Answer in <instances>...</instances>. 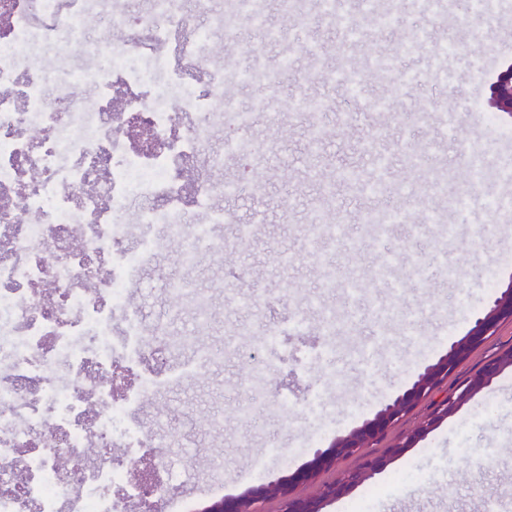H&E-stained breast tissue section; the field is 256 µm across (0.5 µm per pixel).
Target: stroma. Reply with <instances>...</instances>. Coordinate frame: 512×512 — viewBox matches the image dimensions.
<instances>
[{"instance_id": "35a3bbf8", "label": "stroma", "mask_w": 512, "mask_h": 512, "mask_svg": "<svg viewBox=\"0 0 512 512\" xmlns=\"http://www.w3.org/2000/svg\"><path fill=\"white\" fill-rule=\"evenodd\" d=\"M444 11L421 9L417 0H392L387 26L363 0H340L335 16L321 14L311 0L304 14L284 17L279 0H266V19L282 32L238 20L232 33L213 31L215 63L233 58L249 69L248 48L260 45L280 77L275 89L240 86L234 72L224 88L241 106L270 96L277 118L258 113L242 132L218 126L214 147L242 136L252 149L228 155L219 180L238 182L236 197L213 195L224 221L214 234L223 255L203 254L191 265L168 250L146 262L131 293L139 306L149 346L157 348L166 375L153 398L133 416L147 437L165 435L161 449L176 473L161 512H201L211 500L237 495L261 478L301 468L315 448L371 417L394 388L434 361L467 332L472 318L495 289L512 282V126L502 117L480 126L475 110H487L489 81L512 63V0L476 11L474 0H445ZM391 59L393 71L379 78L364 63ZM496 64L483 68L488 57ZM290 70H282L284 58ZM445 74L425 79L430 66ZM362 75L359 92L334 80L342 69ZM385 99L386 111H371ZM456 109L446 126L439 102ZM428 113L415 123L414 113ZM327 132L322 149L309 143L311 124ZM420 161L407 165L406 153ZM486 161L480 181L468 175L472 153ZM391 160L392 183L410 190L368 195L374 154ZM356 172L351 181L347 172ZM469 197L467 214L454 208L455 195ZM401 215L378 231L362 224L365 209ZM325 223H311L314 211ZM261 214L250 238L239 225ZM343 227L342 235L328 231ZM185 283L208 299L209 326L199 330L193 305L172 310L167 284ZM361 285L347 294L348 281ZM303 318L302 336L264 341L275 324ZM196 337L192 347L180 337ZM207 347L204 375L191 366ZM512 348V323L476 348L449 378L456 387L489 358ZM261 359L260 389L244 374ZM322 406L312 410L310 395ZM209 427L192 425L196 415ZM486 490L472 495V486ZM512 512V369L441 423L385 471L329 507V512H482L483 498Z\"/></svg>"}]
</instances>
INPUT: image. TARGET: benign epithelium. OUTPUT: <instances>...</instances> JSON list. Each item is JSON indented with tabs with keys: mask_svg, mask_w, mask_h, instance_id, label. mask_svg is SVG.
<instances>
[{
	"mask_svg": "<svg viewBox=\"0 0 512 512\" xmlns=\"http://www.w3.org/2000/svg\"><path fill=\"white\" fill-rule=\"evenodd\" d=\"M488 106L494 112L512 117L511 64L491 79ZM504 321L512 322V281L507 287L498 289L486 310L472 319L463 337L450 343L435 362L426 365L411 382L398 388L373 417L336 436L329 447L314 449L312 458L293 474L262 481L242 494L215 500L203 512H261V505L269 501L279 505L278 512H326L327 506L384 471L393 460L414 447L417 440L454 416L477 394L489 388L505 369H512V349H509L487 360L459 388L442 391L448 377ZM424 400L431 401L430 412L410 434L381 454L363 452ZM354 455L361 457L356 467L330 480L321 479L322 474L336 470L341 460ZM303 485L316 486L315 493H300L298 488ZM139 489V512H159L157 503L161 500V488L155 482V472L142 473Z\"/></svg>",
	"mask_w": 512,
	"mask_h": 512,
	"instance_id": "7a95c632",
	"label": "benign epithelium"
}]
</instances>
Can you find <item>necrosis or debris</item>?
I'll use <instances>...</instances> for the list:
<instances>
[{
  "mask_svg": "<svg viewBox=\"0 0 512 512\" xmlns=\"http://www.w3.org/2000/svg\"><path fill=\"white\" fill-rule=\"evenodd\" d=\"M193 4L150 0L118 32L94 24L86 0L0 12V512H125L139 495L148 440L129 415L156 385L118 396L111 383L115 368L150 359L131 282L159 245L188 262L217 251L205 226L224 221L211 204L223 161L211 115L231 106L212 61L221 19L213 0ZM87 38L104 68L51 83L24 59ZM135 122L149 126L150 152L131 149ZM135 224L162 234L127 246ZM118 312L138 339L120 353Z\"/></svg>",
  "mask_w": 512,
  "mask_h": 512,
  "instance_id": "4bbe7bcc",
  "label": "necrosis or debris"
}]
</instances>
